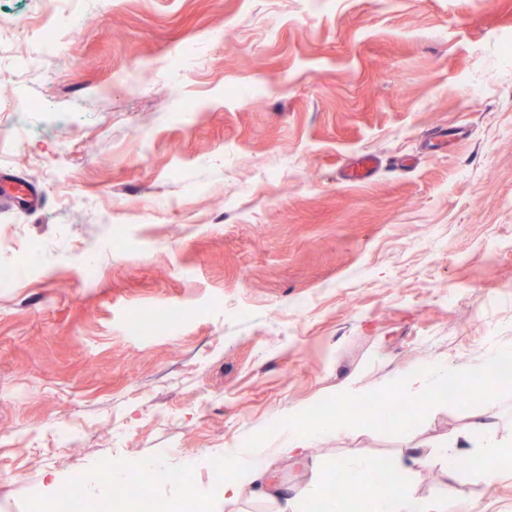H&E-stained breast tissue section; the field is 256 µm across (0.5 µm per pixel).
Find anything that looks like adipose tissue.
Segmentation results:
<instances>
[{
	"instance_id": "ef3b65f1",
	"label": "adipose tissue",
	"mask_w": 512,
	"mask_h": 512,
	"mask_svg": "<svg viewBox=\"0 0 512 512\" xmlns=\"http://www.w3.org/2000/svg\"><path fill=\"white\" fill-rule=\"evenodd\" d=\"M510 355L512 349L504 347L480 354L462 368L434 363L416 369L399 387L407 397L419 398L427 406L442 403L443 392L452 383L511 389L512 376L495 371L496 365ZM308 416L305 409L292 415L287 427L282 428L276 447L252 444L246 448L225 449L229 473L221 488L225 503L255 498L265 502L269 512H303L307 502L316 498L321 501L323 512H343L341 501L329 491L333 480L343 473L350 476L357 497L367 502L369 512H448L445 496L413 492L405 481L406 476L438 464L452 479L457 474L456 460L471 455L482 479L490 483L502 474L508 461L503 444L494 436L497 427L494 416L485 412L476 416L467 432L436 451L409 448L400 452L387 467L375 459H343L333 468H320L315 485L304 486L288 497L270 478L273 456L298 460L304 456L310 442L335 435L347 422L346 417L339 416L309 428L305 425Z\"/></svg>"
}]
</instances>
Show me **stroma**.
Here are the masks:
<instances>
[{"label": "stroma", "mask_w": 512, "mask_h": 512, "mask_svg": "<svg viewBox=\"0 0 512 512\" xmlns=\"http://www.w3.org/2000/svg\"><path fill=\"white\" fill-rule=\"evenodd\" d=\"M34 0H0V512L112 458L171 470L302 408L512 346V0H80L35 53ZM363 154L379 168L351 182ZM91 256L94 281L79 259ZM190 309L156 336L140 312ZM512 390L351 431L313 460H392ZM58 421L80 431L55 448ZM448 512H512V471L445 484Z\"/></svg>", "instance_id": "35a3bbf8"}]
</instances>
